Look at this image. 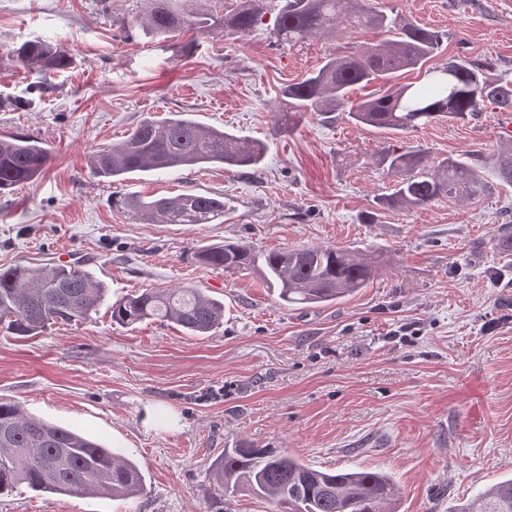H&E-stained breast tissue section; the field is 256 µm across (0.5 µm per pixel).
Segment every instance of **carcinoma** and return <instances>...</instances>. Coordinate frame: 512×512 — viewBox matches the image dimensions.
I'll list each match as a JSON object with an SVG mask.
<instances>
[{
	"instance_id": "cac0c4a2",
	"label": "carcinoma",
	"mask_w": 512,
	"mask_h": 512,
	"mask_svg": "<svg viewBox=\"0 0 512 512\" xmlns=\"http://www.w3.org/2000/svg\"><path fill=\"white\" fill-rule=\"evenodd\" d=\"M135 23L158 36L177 32L246 33L274 10L276 42L295 46L336 29L368 28L387 35L375 46L330 54L303 80L285 86L288 110L276 115L279 132H290L308 114L345 112L356 125L404 133L448 120H463L487 104L512 110V80H491L487 64L457 56L422 83L398 85L397 73L415 69L441 46V35L387 14L368 0H239L230 10L210 0H139ZM22 71L66 68L70 59L50 43L32 40L7 49ZM378 83L382 90L348 101L349 89ZM266 140L238 136L202 124L188 114L142 119L124 138L89 160L93 176L113 182L133 172H176L221 165L237 171L258 167ZM51 151L24 133L0 138V194L37 179ZM378 164L399 177L393 192L379 198V210L422 207L481 187L493 178L512 185V146L488 159L445 158L436 171L420 149L385 150ZM118 205L144 224H210L224 216V198L193 193L170 197H129ZM224 272L250 271L278 292L283 305L326 306L350 296L388 264L383 252L340 247L261 250L237 241L197 254ZM105 284L79 266L0 268V324L16 336H34L55 324L85 320L104 304ZM112 321L134 326L145 320L171 322L192 336H206L224 323V302L199 288L145 289L110 306ZM216 481L232 494L269 501L284 512H396L399 488L383 472H326L276 448L241 442L224 449L212 465ZM24 485L39 493L135 498L144 492L142 471L130 454L108 448L89 435L31 414L18 402L0 401V497ZM452 512H512V477L488 486Z\"/></svg>"
}]
</instances>
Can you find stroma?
Masks as SVG:
<instances>
[{
  "label": "stroma",
  "mask_w": 512,
  "mask_h": 512,
  "mask_svg": "<svg viewBox=\"0 0 512 512\" xmlns=\"http://www.w3.org/2000/svg\"><path fill=\"white\" fill-rule=\"evenodd\" d=\"M443 35L426 68L459 53L512 78V0H372ZM136 0H0V135L44 142L52 160L30 185L0 194V267L78 259L109 299L191 285L223 301L224 324L191 336L175 324L84 321L20 337L0 328V400L133 455L134 500L19 488L0 512H276L228 494L213 460L245 440L322 470H377L401 489L397 512H453L512 476V260L495 247L512 225V187L382 212L395 179L375 160L422 149L429 167L505 147L494 105L405 134L344 113L278 132L279 90L343 46L379 44L353 30L289 47L274 18L243 35L160 39L134 23ZM28 40L65 49L70 65L16 69L5 50ZM171 112L269 139L246 173L204 167L108 183L87 161L143 118ZM191 191L224 199L210 224H142L131 196ZM226 241L262 249L335 245L392 256L367 288L323 307L287 308L256 274H227L199 251ZM160 424H146L147 411Z\"/></svg>",
  "instance_id": "35a3bbf8"
}]
</instances>
